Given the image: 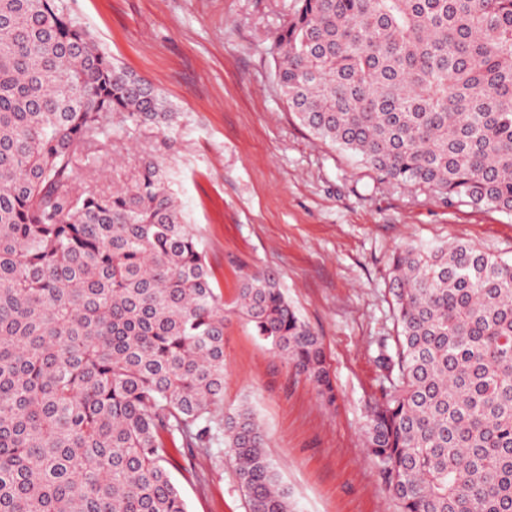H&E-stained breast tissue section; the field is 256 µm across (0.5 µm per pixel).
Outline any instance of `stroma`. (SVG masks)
I'll list each match as a JSON object with an SVG mask.
<instances>
[{
    "mask_svg": "<svg viewBox=\"0 0 512 512\" xmlns=\"http://www.w3.org/2000/svg\"><path fill=\"white\" fill-rule=\"evenodd\" d=\"M295 0H70L114 61L159 88L169 130L118 123L97 155L108 192L116 167L172 169L171 188L225 302L241 279L276 276L320 338L336 390L327 405L237 316L224 321L225 411L253 407L265 451L299 512H400L363 440L387 385L379 358L393 335L390 260L408 246L457 242L512 261V213L391 184L314 137L274 78V34ZM188 512H249L227 449L170 468Z\"/></svg>",
    "mask_w": 512,
    "mask_h": 512,
    "instance_id": "1",
    "label": "stroma"
}]
</instances>
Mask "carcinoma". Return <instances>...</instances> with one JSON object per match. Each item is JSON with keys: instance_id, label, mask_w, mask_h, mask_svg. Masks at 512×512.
Listing matches in <instances>:
<instances>
[{"instance_id": "obj_1", "label": "carcinoma", "mask_w": 512, "mask_h": 512, "mask_svg": "<svg viewBox=\"0 0 512 512\" xmlns=\"http://www.w3.org/2000/svg\"><path fill=\"white\" fill-rule=\"evenodd\" d=\"M289 111L383 180L512 212V0H296L274 36ZM68 0H0V512H188L168 465L230 453L250 512H296L252 408L224 413L233 313L328 404L322 343L269 274L231 307L156 160L82 190L112 120L169 126ZM392 379L366 447L402 512H512V263L391 260Z\"/></svg>"}]
</instances>
